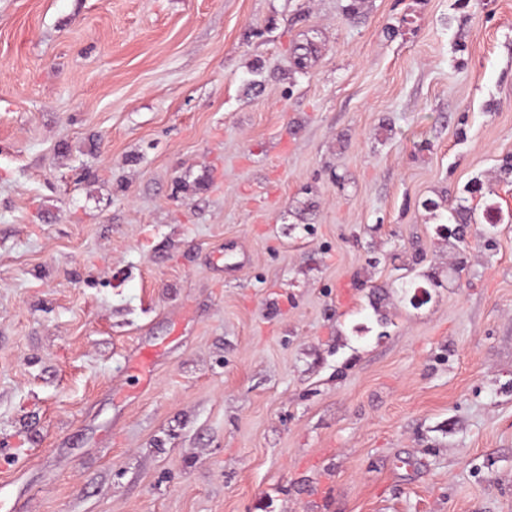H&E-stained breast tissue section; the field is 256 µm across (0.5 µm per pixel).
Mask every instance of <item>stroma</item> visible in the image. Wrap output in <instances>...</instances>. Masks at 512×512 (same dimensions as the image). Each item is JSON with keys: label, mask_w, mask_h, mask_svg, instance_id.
Segmentation results:
<instances>
[{"label": "stroma", "mask_w": 512, "mask_h": 512, "mask_svg": "<svg viewBox=\"0 0 512 512\" xmlns=\"http://www.w3.org/2000/svg\"><path fill=\"white\" fill-rule=\"evenodd\" d=\"M508 156L512 0H0V512H512Z\"/></svg>", "instance_id": "obj_1"}]
</instances>
